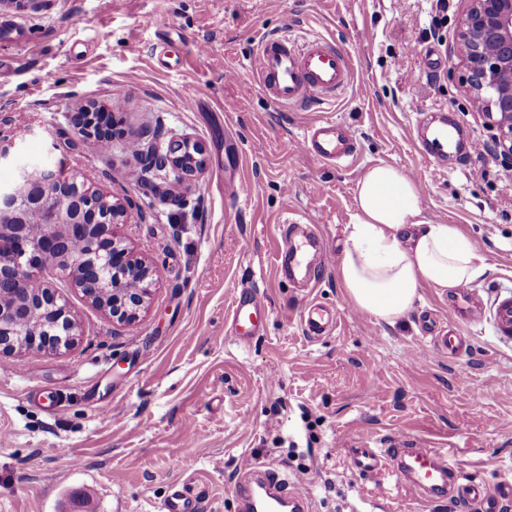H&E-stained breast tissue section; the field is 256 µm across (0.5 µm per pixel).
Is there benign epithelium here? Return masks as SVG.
Returning a JSON list of instances; mask_svg holds the SVG:
<instances>
[{"instance_id":"obj_1","label":"benign epithelium","mask_w":512,"mask_h":512,"mask_svg":"<svg viewBox=\"0 0 512 512\" xmlns=\"http://www.w3.org/2000/svg\"><path fill=\"white\" fill-rule=\"evenodd\" d=\"M459 31L460 53L472 106L497 127L495 148L512 161V0H468ZM87 130L112 140V126L98 124L93 109L83 110ZM153 186L158 172L183 184L205 168V148L189 139L163 148L139 149ZM162 164L157 170L155 162ZM43 230L31 229L32 217ZM127 213L119 201L92 190L56 167H42L36 182L25 167L13 182L0 185V357L46 356L73 346L76 320L44 281L39 270L54 264L93 304L120 324L136 321L154 282L151 264L135 257L119 232Z\"/></svg>"}]
</instances>
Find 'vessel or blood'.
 Instances as JSON below:
<instances>
[{"label":"vessel or blood","mask_w":512,"mask_h":512,"mask_svg":"<svg viewBox=\"0 0 512 512\" xmlns=\"http://www.w3.org/2000/svg\"><path fill=\"white\" fill-rule=\"evenodd\" d=\"M256 71L261 90L281 106L328 102L335 100L351 82V54L328 39L314 36L297 44L285 35L270 34L261 42ZM454 143L447 126L431 130L423 152L430 161L446 155ZM355 135L350 127L323 117L312 122L298 143L300 152L322 162L346 161L353 157ZM320 235L310 232L303 245L283 240L279 254L287 255L293 267H301L312 247H320ZM266 301L258 291H246L233 301L229 319L241 340L255 336ZM304 332L310 337L331 334L336 329V315L317 303H309L300 316ZM350 465L371 481L393 474L411 493L424 501L443 504L462 503L473 512H500L504 502L512 500V483L504 482L495 488L485 483L454 475L447 454L438 452L423 438H413L379 450L373 438H365L360 447L351 449ZM264 512H307L309 493L301 487L290 486L287 479L270 473L266 476ZM158 512H199L198 499L175 493L161 502Z\"/></svg>","instance_id":"1"}]
</instances>
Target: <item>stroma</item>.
Returning a JSON list of instances; mask_svg holds the SVG:
<instances>
[{
  "instance_id": "stroma-1",
  "label": "stroma",
  "mask_w": 512,
  "mask_h": 512,
  "mask_svg": "<svg viewBox=\"0 0 512 512\" xmlns=\"http://www.w3.org/2000/svg\"><path fill=\"white\" fill-rule=\"evenodd\" d=\"M466 0H37L0 6V25L23 42L0 49V133L20 157L133 206L122 227L155 267L147 308L120 325L54 267L43 275L79 322L74 345L41 358L0 359V512H157L187 486L201 512H238L240 461L304 484L311 512H437L400 481L374 488L350 466L376 442L428 437L463 476L512 481V335L497 333L498 302L512 298V167L497 152L451 153L443 173L425 159L422 126L446 116L465 136L491 141L471 105L458 47ZM320 35L347 47L354 80L335 101L284 109L251 68L262 37ZM235 81L224 79L227 70ZM197 99L185 110L184 97ZM121 106L110 150L87 137L74 111ZM351 127L353 163L297 153L322 115ZM203 144L207 165L183 186L157 176L144 194L127 140ZM384 161L428 183L425 213L456 224L485 256L472 282L481 308L430 286L395 325L356 311L336 267L314 266L309 286L276 272L285 219L316 226L335 250L355 214L354 190ZM241 179L245 196L224 183ZM267 300L263 331L236 342L226 318L239 292ZM335 309L330 335L307 337L308 301ZM463 347L437 348L433 336ZM193 466L184 469L182 460Z\"/></svg>"
}]
</instances>
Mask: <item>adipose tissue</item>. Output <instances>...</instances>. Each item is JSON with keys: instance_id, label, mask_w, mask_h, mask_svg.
<instances>
[{"instance_id": "1", "label": "adipose tissue", "mask_w": 512, "mask_h": 512, "mask_svg": "<svg viewBox=\"0 0 512 512\" xmlns=\"http://www.w3.org/2000/svg\"><path fill=\"white\" fill-rule=\"evenodd\" d=\"M420 194L413 179L387 163L369 167L356 182V214L344 228L338 279L349 302L376 321L403 317L422 286L451 291L488 269L456 225L427 218Z\"/></svg>"}]
</instances>
